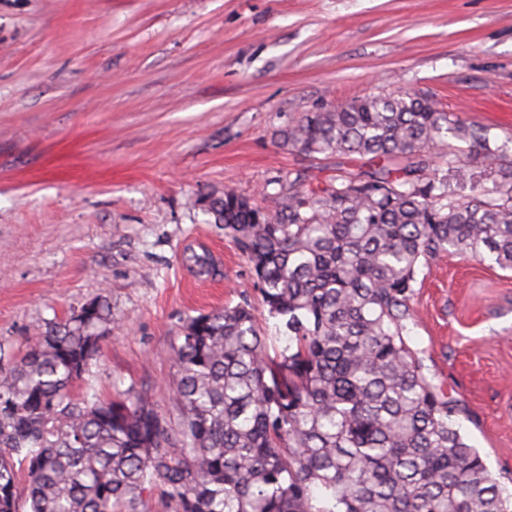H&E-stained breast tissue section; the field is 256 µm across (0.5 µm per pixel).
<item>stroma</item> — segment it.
<instances>
[{
    "label": "stroma",
    "instance_id": "obj_1",
    "mask_svg": "<svg viewBox=\"0 0 512 512\" xmlns=\"http://www.w3.org/2000/svg\"><path fill=\"white\" fill-rule=\"evenodd\" d=\"M404 88L511 135L483 105L512 102V0H0V351L107 301L98 392H143L179 430L184 320L246 301L281 329L207 196L231 186L266 207L287 177L355 168L280 132ZM411 305L412 345L512 494V272L451 253Z\"/></svg>",
    "mask_w": 512,
    "mask_h": 512
}]
</instances>
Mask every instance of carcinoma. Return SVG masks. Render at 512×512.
<instances>
[{
	"label": "carcinoma",
	"instance_id": "obj_1",
	"mask_svg": "<svg viewBox=\"0 0 512 512\" xmlns=\"http://www.w3.org/2000/svg\"><path fill=\"white\" fill-rule=\"evenodd\" d=\"M281 138L387 161L298 175L273 209L209 196L286 345L246 301L188 318L177 438L145 394L93 386L107 305L37 326L0 365V512H138L156 488L173 512H512L409 342L419 274L442 254L512 270V138L406 91L307 112Z\"/></svg>",
	"mask_w": 512,
	"mask_h": 512
}]
</instances>
